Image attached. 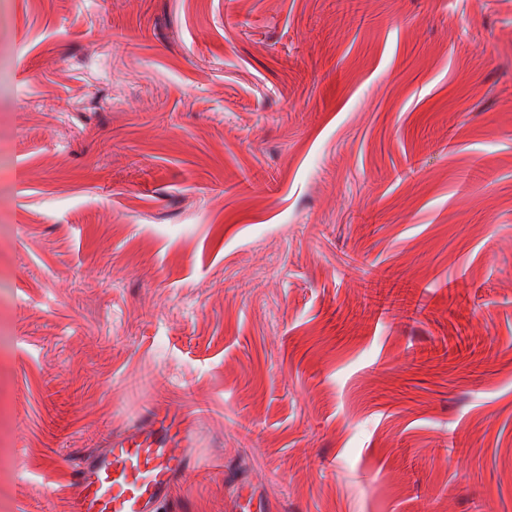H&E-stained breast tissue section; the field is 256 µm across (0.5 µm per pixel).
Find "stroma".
<instances>
[{
    "label": "stroma",
    "instance_id": "35a3bbf8",
    "mask_svg": "<svg viewBox=\"0 0 512 512\" xmlns=\"http://www.w3.org/2000/svg\"><path fill=\"white\" fill-rule=\"evenodd\" d=\"M157 406L161 512H512V0H0V512Z\"/></svg>",
    "mask_w": 512,
    "mask_h": 512
}]
</instances>
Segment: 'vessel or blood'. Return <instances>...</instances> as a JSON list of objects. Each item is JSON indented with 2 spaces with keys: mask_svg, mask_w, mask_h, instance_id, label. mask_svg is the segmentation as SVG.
Listing matches in <instances>:
<instances>
[{
  "mask_svg": "<svg viewBox=\"0 0 512 512\" xmlns=\"http://www.w3.org/2000/svg\"><path fill=\"white\" fill-rule=\"evenodd\" d=\"M188 417L173 420L163 410L146 413L132 433L73 469L71 512H159L174 486L197 460Z\"/></svg>",
  "mask_w": 512,
  "mask_h": 512,
  "instance_id": "vessel-or-blood-1",
  "label": "vessel or blood"
}]
</instances>
